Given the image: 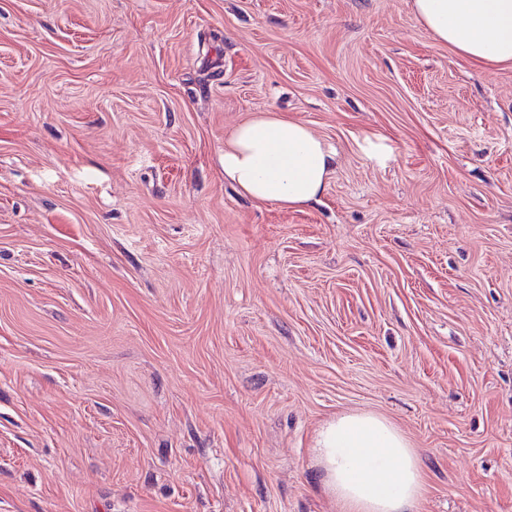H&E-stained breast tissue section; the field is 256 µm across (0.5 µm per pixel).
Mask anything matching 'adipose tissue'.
<instances>
[{"label":"adipose tissue","instance_id":"1","mask_svg":"<svg viewBox=\"0 0 512 512\" xmlns=\"http://www.w3.org/2000/svg\"><path fill=\"white\" fill-rule=\"evenodd\" d=\"M416 20L474 66L512 63V0H409ZM336 156L306 125L275 112L238 124L224 143V179L242 195L298 210L319 202ZM340 512H417L424 471L409 440L382 416L337 415L316 440Z\"/></svg>","mask_w":512,"mask_h":512}]
</instances>
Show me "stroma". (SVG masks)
<instances>
[{"instance_id":"obj_1","label":"stroma","mask_w":512,"mask_h":512,"mask_svg":"<svg viewBox=\"0 0 512 512\" xmlns=\"http://www.w3.org/2000/svg\"><path fill=\"white\" fill-rule=\"evenodd\" d=\"M265 111L313 206L225 182ZM345 411L512 512V66L408 0H0V512H339ZM222 165L224 180L242 195L300 210L319 202L336 156L306 125L264 112L233 128Z\"/></svg>"}]
</instances>
